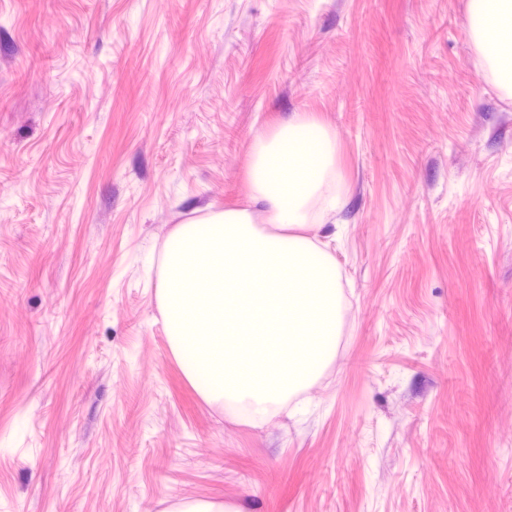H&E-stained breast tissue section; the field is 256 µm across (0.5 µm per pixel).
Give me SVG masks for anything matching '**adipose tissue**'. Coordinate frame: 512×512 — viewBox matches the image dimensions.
<instances>
[{
	"label": "adipose tissue",
	"mask_w": 512,
	"mask_h": 512,
	"mask_svg": "<svg viewBox=\"0 0 512 512\" xmlns=\"http://www.w3.org/2000/svg\"><path fill=\"white\" fill-rule=\"evenodd\" d=\"M468 22L481 57L512 87V0H468Z\"/></svg>",
	"instance_id": "obj_1"
}]
</instances>
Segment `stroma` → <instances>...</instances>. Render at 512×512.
Instances as JSON below:
<instances>
[{
    "mask_svg": "<svg viewBox=\"0 0 512 512\" xmlns=\"http://www.w3.org/2000/svg\"><path fill=\"white\" fill-rule=\"evenodd\" d=\"M468 0H0V512H512V89ZM336 143L333 359L260 427L160 316L179 224Z\"/></svg>",
    "mask_w": 512,
    "mask_h": 512,
    "instance_id": "35a3bbf8",
    "label": "stroma"
}]
</instances>
